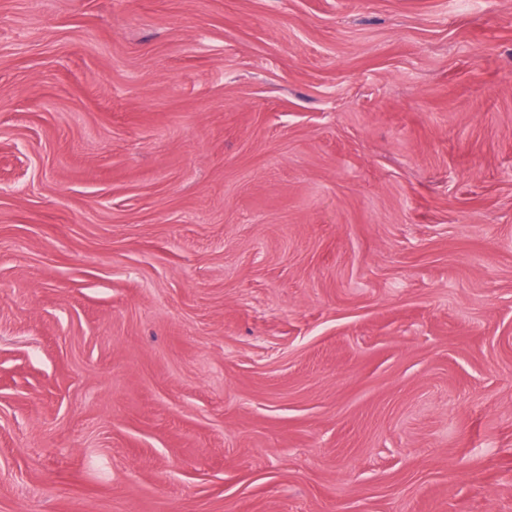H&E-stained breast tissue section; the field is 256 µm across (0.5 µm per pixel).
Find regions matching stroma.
I'll return each instance as SVG.
<instances>
[{
    "label": "stroma",
    "mask_w": 512,
    "mask_h": 512,
    "mask_svg": "<svg viewBox=\"0 0 512 512\" xmlns=\"http://www.w3.org/2000/svg\"><path fill=\"white\" fill-rule=\"evenodd\" d=\"M0 512H512V0H0Z\"/></svg>",
    "instance_id": "stroma-1"
}]
</instances>
